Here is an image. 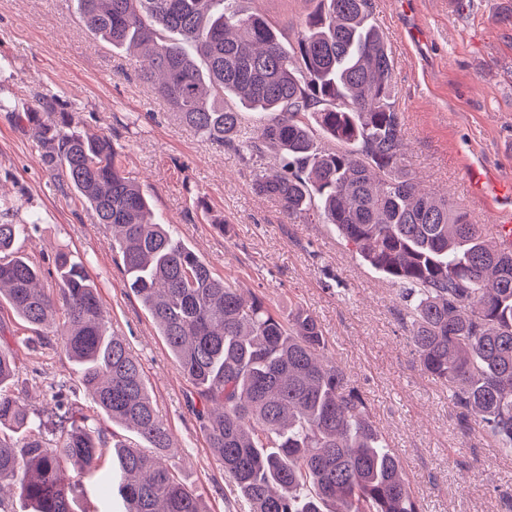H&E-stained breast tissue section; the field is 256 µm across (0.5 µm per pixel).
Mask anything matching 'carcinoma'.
Listing matches in <instances>:
<instances>
[{
	"label": "carcinoma",
	"instance_id": "obj_1",
	"mask_svg": "<svg viewBox=\"0 0 512 512\" xmlns=\"http://www.w3.org/2000/svg\"><path fill=\"white\" fill-rule=\"evenodd\" d=\"M239 0H78L84 26L137 49L144 81L194 132L254 167V190L292 223L316 218L361 260L403 287L410 342L423 371L512 448V252L446 196L421 188L404 163L393 62L370 21V0H318L295 43ZM16 113L31 126L47 171L112 232L125 284L141 301L179 372L211 455L248 512H424L398 455L345 369L325 356L321 324L244 295L155 219L120 165L112 138L76 131L54 95ZM259 114L244 124L243 110ZM327 142H318L316 134ZM278 159L263 166L267 156ZM0 198V305L80 367L82 395L32 409L15 387L0 336V512L18 495L29 512L77 509L83 479L112 469L125 512H207L166 456L174 445L126 341L110 331L98 288L77 257L54 259V284L14 248L25 229ZM118 423L148 445L108 441ZM9 430L11 436L3 435ZM77 467L65 483L62 469Z\"/></svg>",
	"mask_w": 512,
	"mask_h": 512
}]
</instances>
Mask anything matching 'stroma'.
<instances>
[{
  "label": "stroma",
  "mask_w": 512,
  "mask_h": 512,
  "mask_svg": "<svg viewBox=\"0 0 512 512\" xmlns=\"http://www.w3.org/2000/svg\"><path fill=\"white\" fill-rule=\"evenodd\" d=\"M241 5L291 38L318 2ZM371 20L393 61L408 169L491 229L512 214V200L472 196L468 176L512 179V0H470L464 11L456 0H372ZM137 68L135 58L86 29L75 0H0V196L17 205L14 223L40 216L15 247L47 269L60 251L85 260L112 330L141 363L175 435L182 480L211 512H246L187 407L190 384L125 286L110 231L73 193L52 187L31 131L13 121V112L37 109L38 94L56 95L77 112L81 129L111 135L156 217L216 275L280 309L297 304L317 317L330 356L363 393L425 512H512L497 494L512 486V450L464 423L448 387L421 369L397 286L331 225L288 223L275 200L255 192L240 157L180 123ZM14 352L18 388L31 407H45L60 385H76L78 366L61 350L24 341Z\"/></svg>",
  "instance_id": "stroma-1"
}]
</instances>
